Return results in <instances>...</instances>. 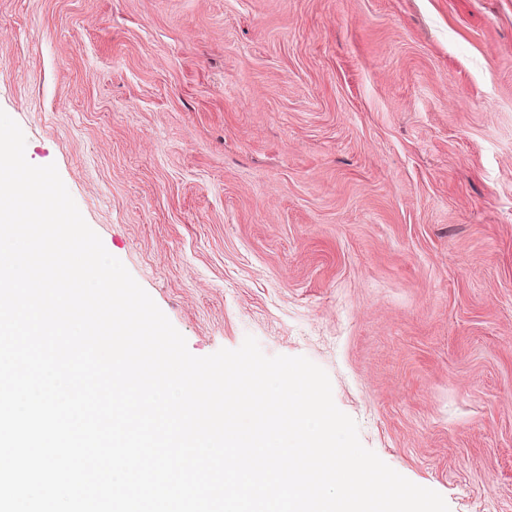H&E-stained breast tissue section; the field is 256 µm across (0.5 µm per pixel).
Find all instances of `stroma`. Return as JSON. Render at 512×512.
<instances>
[{"label": "stroma", "mask_w": 512, "mask_h": 512, "mask_svg": "<svg viewBox=\"0 0 512 512\" xmlns=\"http://www.w3.org/2000/svg\"><path fill=\"white\" fill-rule=\"evenodd\" d=\"M0 109L193 355L512 512V0H0Z\"/></svg>", "instance_id": "1"}]
</instances>
